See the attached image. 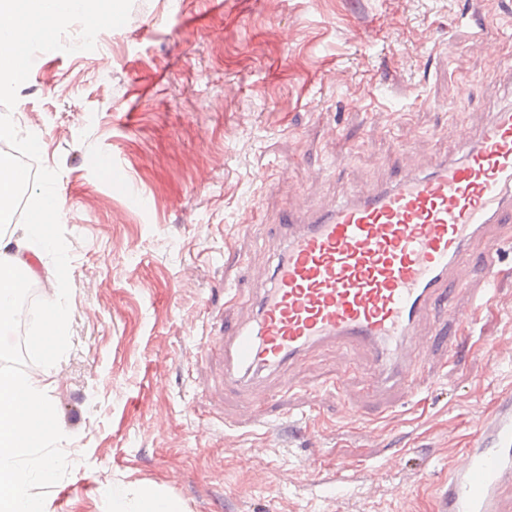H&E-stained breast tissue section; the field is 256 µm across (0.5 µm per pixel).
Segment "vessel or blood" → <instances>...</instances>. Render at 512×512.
<instances>
[{"mask_svg": "<svg viewBox=\"0 0 512 512\" xmlns=\"http://www.w3.org/2000/svg\"><path fill=\"white\" fill-rule=\"evenodd\" d=\"M510 222L512 106L429 171L401 169L335 203L287 208L268 228L275 264L248 291L251 316L225 320L213 339L225 390L253 395L271 379L287 387L293 369L332 347L369 360L367 391L380 400L418 391L420 324L440 306L459 332L472 326L495 296L499 229ZM457 284L473 312L454 307ZM466 455L448 473L444 512H512L511 389L497 393Z\"/></svg>", "mask_w": 512, "mask_h": 512, "instance_id": "1", "label": "vessel or blood"}]
</instances>
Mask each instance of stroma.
<instances>
[{
    "label": "stroma",
    "mask_w": 512,
    "mask_h": 512,
    "mask_svg": "<svg viewBox=\"0 0 512 512\" xmlns=\"http://www.w3.org/2000/svg\"><path fill=\"white\" fill-rule=\"evenodd\" d=\"M133 0L105 46L38 54L12 111L59 172L69 351L41 379L69 474L47 512H108L105 483L184 512H442L448 471L512 387V257L463 352L432 346L422 392L382 412L367 369L316 355L272 392V425L225 427L206 346L224 287L271 272L284 207L457 154L512 104V0Z\"/></svg>",
    "instance_id": "stroma-1"
}]
</instances>
